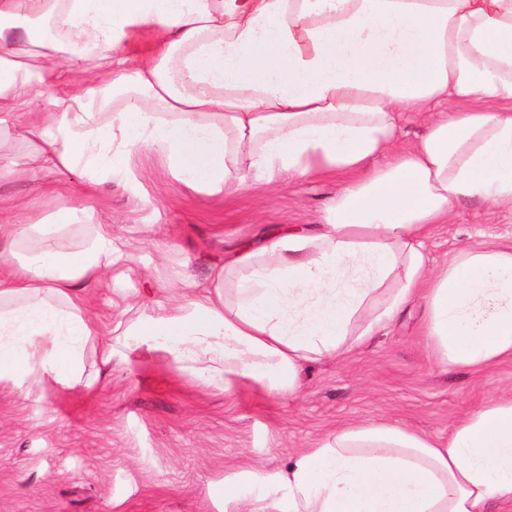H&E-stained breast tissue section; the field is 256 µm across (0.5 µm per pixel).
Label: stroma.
<instances>
[{
    "mask_svg": "<svg viewBox=\"0 0 512 512\" xmlns=\"http://www.w3.org/2000/svg\"><path fill=\"white\" fill-rule=\"evenodd\" d=\"M0 165L23 173L0 182V213L23 199L50 215L61 187L125 252L88 287L104 341L116 318L154 314L175 286L210 287L214 269L284 227L316 228L348 180L328 174L269 194L206 196L142 150L125 180L91 188L82 172L63 176L36 161L20 131L0 140ZM483 240L511 242L512 213L460 204L428 241L434 267ZM422 325V308L411 306L343 358L306 365L291 398L208 387L145 351L88 390L0 387V512H216L208 484L248 466L283 467L336 427L391 420L444 438L474 407L512 395V359L477 372L445 367Z\"/></svg>",
    "mask_w": 512,
    "mask_h": 512,
    "instance_id": "obj_1",
    "label": "stroma"
}]
</instances>
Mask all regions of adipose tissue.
<instances>
[{
    "label": "adipose tissue",
    "instance_id": "adipose-tissue-1",
    "mask_svg": "<svg viewBox=\"0 0 512 512\" xmlns=\"http://www.w3.org/2000/svg\"><path fill=\"white\" fill-rule=\"evenodd\" d=\"M155 51L125 65L135 33ZM79 77L47 112L56 56ZM423 132L397 150L401 113ZM24 122L41 161L124 178L161 154L205 194L351 172L323 224L291 226L179 289L99 346L102 366L162 353L226 391L296 396L305 362L339 358L413 303L445 365L512 359V244L478 242L429 272L425 241L458 205L512 210V0H0V135ZM87 208L0 226V385L90 388L92 274L117 261ZM218 512H512V397L434 439L338 427L284 467L225 476Z\"/></svg>",
    "mask_w": 512,
    "mask_h": 512
}]
</instances>
